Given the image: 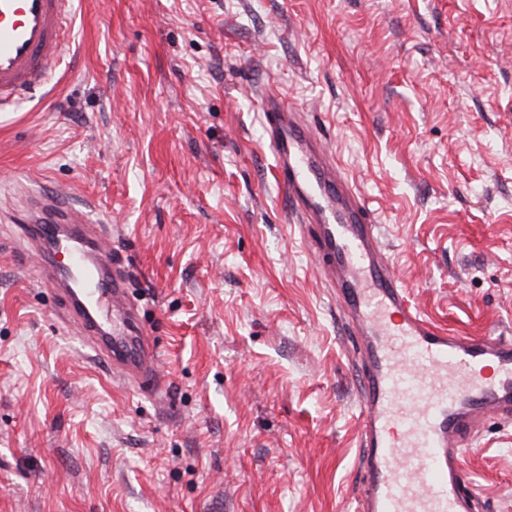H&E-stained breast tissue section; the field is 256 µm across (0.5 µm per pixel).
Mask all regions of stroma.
Here are the masks:
<instances>
[{"instance_id":"obj_1","label":"stroma","mask_w":512,"mask_h":512,"mask_svg":"<svg viewBox=\"0 0 512 512\" xmlns=\"http://www.w3.org/2000/svg\"><path fill=\"white\" fill-rule=\"evenodd\" d=\"M0 110V512H348L361 360L274 179L283 92L376 211L411 301L512 336V0H74ZM103 222L155 342L115 379L38 277L39 189ZM460 460L512 512V422Z\"/></svg>"}]
</instances>
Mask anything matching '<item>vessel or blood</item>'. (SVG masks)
<instances>
[{"mask_svg": "<svg viewBox=\"0 0 512 512\" xmlns=\"http://www.w3.org/2000/svg\"><path fill=\"white\" fill-rule=\"evenodd\" d=\"M69 0H0V102L36 85L63 48ZM276 180L310 253L323 255L363 362L355 512H472L459 460L464 435L489 416L512 418V336H467L418 310L394 274L374 213L322 137L292 103L262 99ZM25 234L68 262L39 275L113 376L157 383L155 346L125 294L126 266L104 227L54 194L30 198Z\"/></svg>", "mask_w": 512, "mask_h": 512, "instance_id": "vessel-or-blood-1", "label": "vessel or blood"}]
</instances>
